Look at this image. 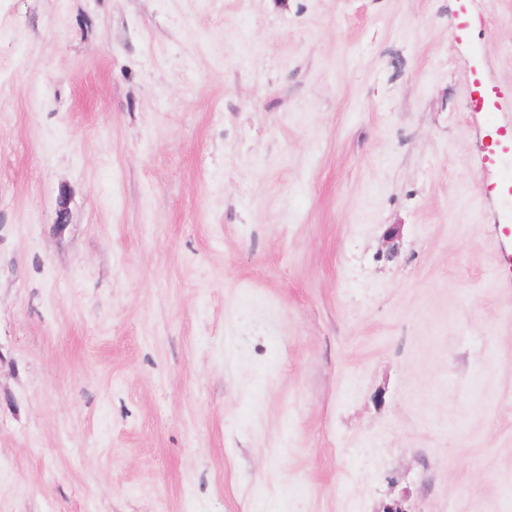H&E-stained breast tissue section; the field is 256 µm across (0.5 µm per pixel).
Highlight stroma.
I'll use <instances>...</instances> for the list:
<instances>
[{"instance_id": "stroma-1", "label": "stroma", "mask_w": 512, "mask_h": 512, "mask_svg": "<svg viewBox=\"0 0 512 512\" xmlns=\"http://www.w3.org/2000/svg\"><path fill=\"white\" fill-rule=\"evenodd\" d=\"M512 512V0H0V512Z\"/></svg>"}]
</instances>
